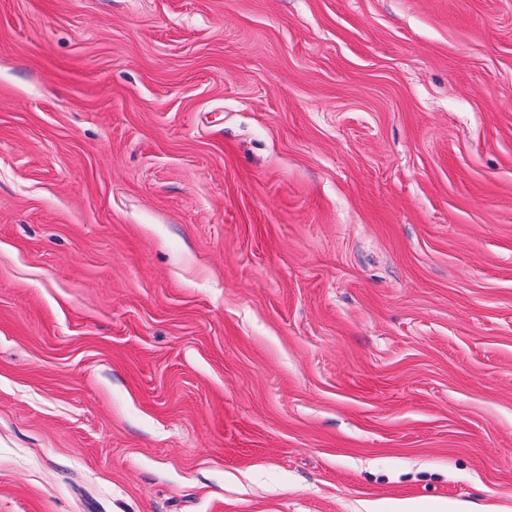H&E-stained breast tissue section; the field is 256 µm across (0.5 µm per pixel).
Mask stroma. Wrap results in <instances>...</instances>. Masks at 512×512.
<instances>
[{
	"label": "stroma",
	"mask_w": 512,
	"mask_h": 512,
	"mask_svg": "<svg viewBox=\"0 0 512 512\" xmlns=\"http://www.w3.org/2000/svg\"><path fill=\"white\" fill-rule=\"evenodd\" d=\"M512 512V0H0V512Z\"/></svg>",
	"instance_id": "1"
}]
</instances>
